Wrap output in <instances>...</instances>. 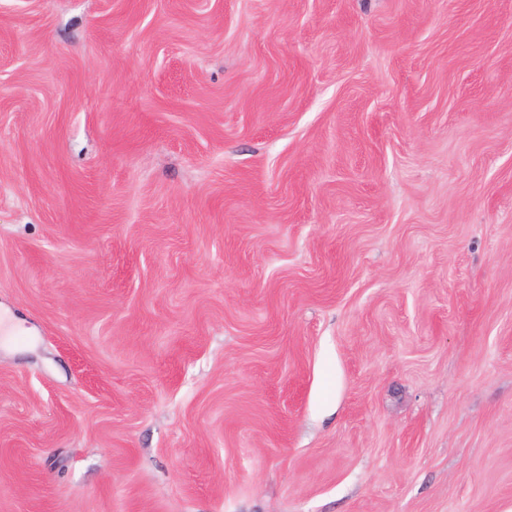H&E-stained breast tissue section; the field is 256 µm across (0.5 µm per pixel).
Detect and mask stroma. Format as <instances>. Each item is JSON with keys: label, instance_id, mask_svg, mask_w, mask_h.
<instances>
[{"label": "stroma", "instance_id": "35a3bbf8", "mask_svg": "<svg viewBox=\"0 0 512 512\" xmlns=\"http://www.w3.org/2000/svg\"><path fill=\"white\" fill-rule=\"evenodd\" d=\"M0 512H512V0H0Z\"/></svg>", "mask_w": 512, "mask_h": 512}]
</instances>
